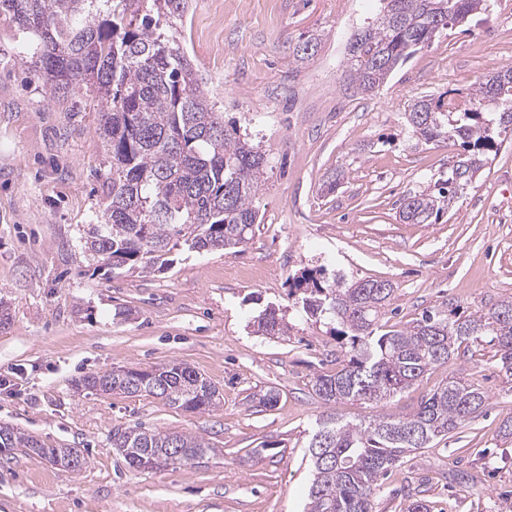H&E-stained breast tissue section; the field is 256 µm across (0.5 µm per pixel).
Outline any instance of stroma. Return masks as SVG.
Returning <instances> with one entry per match:
<instances>
[{
    "mask_svg": "<svg viewBox=\"0 0 512 512\" xmlns=\"http://www.w3.org/2000/svg\"><path fill=\"white\" fill-rule=\"evenodd\" d=\"M378 0H191L185 50L226 127L269 154L259 194L264 221L235 253L176 252L162 273L111 275L84 253L110 165L99 114L84 91L50 100L14 59L24 41L0 19V424L49 448L79 449L69 471L37 456L0 459V512H303L310 480L305 445L334 412L358 422L367 405H324L313 378L336 369L329 325L308 317L290 277L323 265L395 286L388 323L400 326L450 302L471 312L512 297V141L433 224L399 220L405 194L448 165L442 143L411 147L404 114L425 95L468 99L512 65V0L444 31L375 92L341 77L347 40L376 19ZM318 38L293 61L296 43ZM344 180L335 192L324 183ZM274 306L283 336L257 333ZM172 361L202 373L221 394L207 413L151 396L87 394L74 382L119 366ZM487 405L460 433L391 468L375 512H400L422 490L431 512H503L512 502V379L495 346L475 345L457 368ZM278 393L274 407L253 397ZM192 434L204 460L133 470L113 448L114 428Z\"/></svg>",
    "mask_w": 512,
    "mask_h": 512,
    "instance_id": "35a3bbf8",
    "label": "stroma"
}]
</instances>
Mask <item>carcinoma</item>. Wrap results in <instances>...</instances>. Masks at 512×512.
Returning <instances> with one entry per match:
<instances>
[{"mask_svg": "<svg viewBox=\"0 0 512 512\" xmlns=\"http://www.w3.org/2000/svg\"><path fill=\"white\" fill-rule=\"evenodd\" d=\"M376 20L354 31L342 63L344 79L372 93L417 51L450 27L485 13L493 0H383ZM189 0H0V17L17 25L27 52L16 62L43 81L51 95L85 86L101 114L100 134L112 165L101 223L84 243L92 260L112 273L164 272L180 246L226 251L247 244L262 223L259 192L269 160L251 139L224 128V115L178 36ZM409 141L443 143L448 169L403 199L399 218L430 224L472 185L512 134V66L480 83L466 105L423 96L404 113ZM308 314L327 319L341 339L343 359L332 374L314 377L324 404H371L357 423L323 415L308 439L312 480L307 512H373L379 481L407 454L429 447L476 418L487 396L452 377L406 413L385 410L394 395L428 370L455 365L473 343L490 338L499 366L512 377V299L465 314L444 302L404 327L380 322L395 293L382 278L328 279L322 269L292 277ZM266 336L288 324L274 308L255 320ZM89 393L161 396L186 412L204 413L220 402L217 389L195 369L168 364L159 376L132 368L119 381L90 373L75 381ZM112 446L129 468L146 455L164 461L182 450L181 465L205 458L204 439L142 426L112 430ZM0 448L64 469L80 457L74 448H48L36 436L0 426Z\"/></svg>", "mask_w": 512, "mask_h": 512, "instance_id": "1", "label": "carcinoma"}]
</instances>
